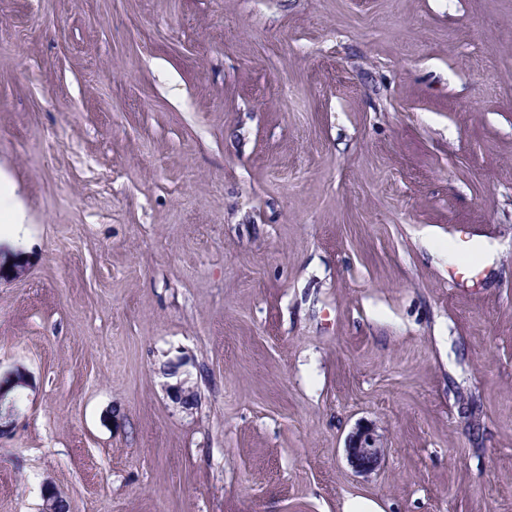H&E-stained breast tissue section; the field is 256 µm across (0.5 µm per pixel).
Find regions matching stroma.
I'll use <instances>...</instances> for the list:
<instances>
[{"label":"stroma","instance_id":"1","mask_svg":"<svg viewBox=\"0 0 512 512\" xmlns=\"http://www.w3.org/2000/svg\"><path fill=\"white\" fill-rule=\"evenodd\" d=\"M0 184V512H512V0H0ZM167 390L172 402L182 409H193L196 402V393L193 387L187 385V380L179 379L174 384H168ZM345 451L357 473L369 474L379 466L386 452V443L374 429L358 426L347 436Z\"/></svg>","mask_w":512,"mask_h":512}]
</instances>
